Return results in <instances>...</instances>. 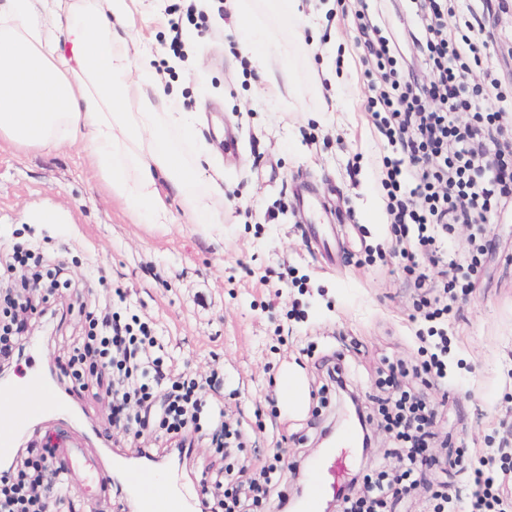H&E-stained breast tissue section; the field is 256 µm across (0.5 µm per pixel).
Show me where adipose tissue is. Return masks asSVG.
<instances>
[{
  "label": "adipose tissue",
  "mask_w": 512,
  "mask_h": 512,
  "mask_svg": "<svg viewBox=\"0 0 512 512\" xmlns=\"http://www.w3.org/2000/svg\"><path fill=\"white\" fill-rule=\"evenodd\" d=\"M130 0H94L86 11L61 0H0V138L21 148L81 142L111 193L149 223L173 216L159 191L165 177L192 224H216L224 175L187 113L164 98L153 58L131 57L124 20ZM250 54L271 87L290 86L292 65L273 69L285 47L246 30ZM194 141L184 158L181 141Z\"/></svg>",
  "instance_id": "adipose-tissue-1"
}]
</instances>
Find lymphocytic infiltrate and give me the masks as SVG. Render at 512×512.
Masks as SVG:
<instances>
[{"label":"lymphocytic infiltrate","instance_id":"f902f5d3","mask_svg":"<svg viewBox=\"0 0 512 512\" xmlns=\"http://www.w3.org/2000/svg\"><path fill=\"white\" fill-rule=\"evenodd\" d=\"M357 19L364 52L381 72L380 83L369 87L368 104L394 153L386 161L392 230L399 240L416 232L418 251L429 253L436 264L454 225H483L492 206L512 196V168L504 159L512 144L483 134L484 125L498 118L487 104L499 88L493 82L472 85L465 80L468 58L476 53L485 30L471 24L461 42L449 41L439 0H427L416 40L429 53L432 75L421 82L400 66L394 42L384 36L386 16L374 20L361 12ZM491 154L498 158L493 166L487 162ZM12 260L26 270L29 282L28 288L0 300V363L15 366L30 331L18 311L30 304L34 286L42 285L48 297L40 311L43 318L65 314L66 308L58 296L60 281L45 280L34 252L15 250ZM88 318V331L67 342L70 381L81 390L110 395L112 430H132L158 440L155 448L131 446L133 456H179L189 443L207 445L224 455L241 451L243 432L229 428L224 418L218 372L202 381L184 372L173 373L153 329L144 322L123 321L111 307L89 313ZM388 386L386 401L393 409L388 425L407 444L397 481L400 493L408 495L418 486L415 472L437 462L430 452L436 410L423 397L402 389L397 377H390ZM444 463L452 468L472 466L479 491L470 512H512V496L505 494L504 478L497 470L473 465L464 448L449 451ZM59 472L50 436L19 448L10 464L0 466V512H60L68 491L43 482L44 475ZM286 480L275 459L260 466L243 464L233 479L215 471L209 481L223 497L211 504V512H254L277 495Z\"/></svg>","mask_w":512,"mask_h":512}]
</instances>
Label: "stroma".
Segmentation results:
<instances>
[{
  "instance_id": "35a3bbf8",
  "label": "stroma",
  "mask_w": 512,
  "mask_h": 512,
  "mask_svg": "<svg viewBox=\"0 0 512 512\" xmlns=\"http://www.w3.org/2000/svg\"><path fill=\"white\" fill-rule=\"evenodd\" d=\"M173 4L196 5L206 24L184 23L188 57L157 80L181 111L200 115L198 135L224 165V197L214 204L223 223H187L163 180L158 187L173 223L139 221L112 196L80 143L20 149L1 139L0 253L36 245L89 301L112 303L121 315L152 325L174 369L223 371L224 410L250 436L238 458L198 449L180 469L188 483H198L210 465L234 470L244 458L267 460L283 439L289 460L316 454L318 433L337 413L319 365L337 354L371 417L375 460L397 468L398 443L380 410L387 395L380 357L420 363L417 334L428 323L423 288L393 253L383 186L392 149L367 109L368 85L379 71L358 43V4L301 0L299 12L289 14L276 0H251L253 20L276 40L290 42L297 27L304 32L290 51L309 63L297 69L290 93L272 89L252 68L240 48L239 18L218 12L217 0H135L127 19L135 35L131 55L146 50L155 60L168 58L166 8ZM384 9L408 67L430 75L429 57L412 36V0H386ZM473 12L491 33L490 65L473 67L466 80L498 81L501 96L490 107L500 115L495 136L504 141L512 138V56L500 40L512 39V0H456L445 17L449 39H459ZM304 184L326 195L344 239L335 264L309 245V217L295 203ZM47 212L53 222H44ZM447 252L477 258L471 286L458 292L446 325L448 386L430 384L422 372L407 381L438 405L434 456L444 457L450 446L483 455L512 438V202L491 209L484 232L455 225ZM287 267L296 282L280 281ZM83 326L75 312L51 343L35 339L14 383L44 372ZM292 376L304 389L299 404L288 399ZM68 401L80 422L106 425L107 394L77 393ZM41 421L55 439L72 436L80 424L54 414Z\"/></svg>"
}]
</instances>
